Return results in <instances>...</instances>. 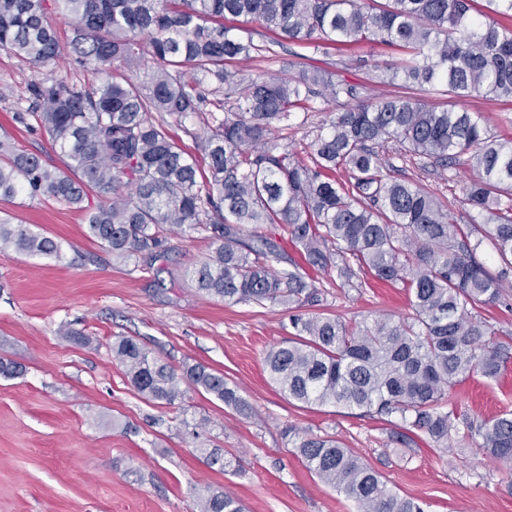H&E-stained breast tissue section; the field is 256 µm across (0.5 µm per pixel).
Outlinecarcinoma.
Wrapping results in <instances>:
<instances>
[{
	"label": "carcinoma",
	"mask_w": 512,
	"mask_h": 512,
	"mask_svg": "<svg viewBox=\"0 0 512 512\" xmlns=\"http://www.w3.org/2000/svg\"><path fill=\"white\" fill-rule=\"evenodd\" d=\"M476 0H0V49L44 72L15 121L40 130L73 172L0 139V199L27 195L84 209L86 189L99 198L87 235L119 263L150 271L175 246L170 232L208 234L212 254L192 272L203 295L226 303H279L290 309L319 301L306 270L336 276V286L363 287L370 275L407 288V317L375 316L354 324L323 314H295V338L270 350V381L290 401L358 409L399 421L393 441L404 448L423 433L437 448L464 427L489 457L512 461V411L471 420L449 407L450 388L479 373L496 379L512 347L496 341L478 310L501 302L503 274L477 257L483 241L512 265V137L459 107L474 96L512 103V0H487L509 22L482 19ZM71 20L70 54L99 75L92 85L58 78L51 66L63 47L48 10ZM239 18L279 37L257 43L224 26ZM288 41L313 52L364 41L389 48L397 63L372 77L405 91L331 112L306 156L272 135L313 102L356 97L334 73L310 70L294 52L287 80L229 69L231 60L277 56ZM121 69L129 75L117 76ZM446 87L448 107L409 92ZM205 124L197 149L185 152L173 125ZM467 162L477 178L463 187L475 213L458 224L438 199L411 181L384 174V156ZM349 179L336 180V170ZM511 204H502V198ZM274 235H286L301 262L280 267ZM62 258L52 237L0 215V250ZM112 360L146 400L169 405L186 384L243 406L224 375L203 364L176 370L139 340L117 336ZM306 468L352 499L358 512H424L329 436L294 433ZM211 466L231 462L220 448H201ZM200 512H244L228 491L197 494Z\"/></svg>",
	"instance_id": "1"
}]
</instances>
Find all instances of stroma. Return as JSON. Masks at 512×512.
Here are the masks:
<instances>
[{
  "label": "stroma",
  "mask_w": 512,
  "mask_h": 512,
  "mask_svg": "<svg viewBox=\"0 0 512 512\" xmlns=\"http://www.w3.org/2000/svg\"><path fill=\"white\" fill-rule=\"evenodd\" d=\"M373 43L312 53L310 69L332 71L371 97L372 74L395 64ZM38 75L0 49V136L17 149L66 169L50 137L18 124L14 114ZM394 178L420 184L447 205L457 223L471 221L461 188L473 172L459 165L403 161L390 155ZM0 211L55 238L61 259L0 250V357L22 362L23 375L0 377V512H198L195 491L206 485L236 495L246 512H357V505L305 467L284 432L292 427L329 435L377 470L425 512H512L505 479L512 468L477 445L453 437L447 448L418 435L412 447L392 443L390 425L330 406H304L271 384L264 358L293 336L290 310L278 303L229 305L203 297L189 277L210 253L202 234L173 236L174 251L149 273L114 262L86 233L82 211L20 195ZM323 290L316 310L352 323L408 311L407 291L371 283L343 291L315 273ZM83 330L90 345L57 334ZM133 336L173 367L202 363L236 386V409L190 389L184 408L146 403L112 360V340ZM449 400L458 413L484 418L512 410V360L488 380L457 382ZM203 422L193 433L191 421ZM211 440L237 456L238 472L211 466L197 453Z\"/></svg>",
  "instance_id": "stroma-1"
}]
</instances>
